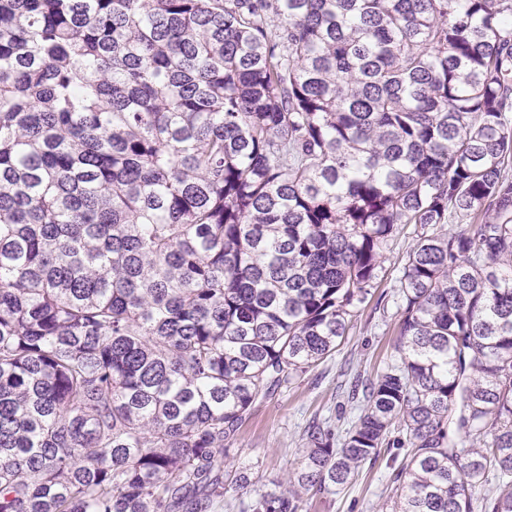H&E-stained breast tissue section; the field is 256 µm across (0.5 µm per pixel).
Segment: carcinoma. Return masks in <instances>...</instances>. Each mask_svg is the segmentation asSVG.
<instances>
[{
  "label": "carcinoma",
  "mask_w": 512,
  "mask_h": 512,
  "mask_svg": "<svg viewBox=\"0 0 512 512\" xmlns=\"http://www.w3.org/2000/svg\"><path fill=\"white\" fill-rule=\"evenodd\" d=\"M511 161L512 0H0V512H211L408 225L396 362L240 512L384 446L512 512Z\"/></svg>",
  "instance_id": "obj_1"
}]
</instances>
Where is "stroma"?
<instances>
[{
	"label": "stroma",
	"instance_id": "35a3bbf8",
	"mask_svg": "<svg viewBox=\"0 0 512 512\" xmlns=\"http://www.w3.org/2000/svg\"><path fill=\"white\" fill-rule=\"evenodd\" d=\"M415 243L413 227H406L391 243L380 284V303H368L336 353L292 384L256 404L250 418L229 445L226 461L252 470L257 489L266 491L286 481L315 423L343 432L355 415L347 394L354 377L375 379L394 361L397 308L396 279L402 258ZM408 454L404 448H385L364 463L358 477L336 493L303 495V512H379L393 495L394 470Z\"/></svg>",
	"mask_w": 512,
	"mask_h": 512
}]
</instances>
